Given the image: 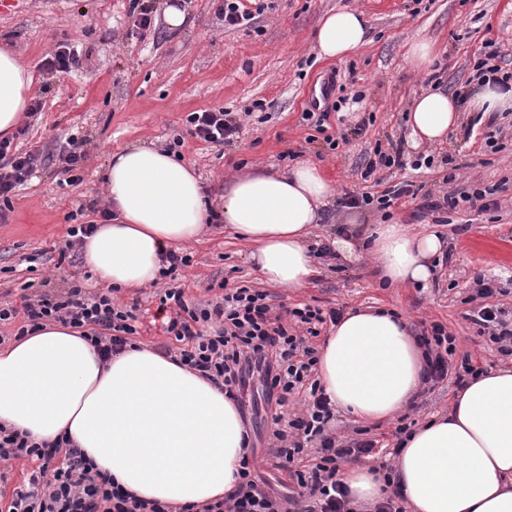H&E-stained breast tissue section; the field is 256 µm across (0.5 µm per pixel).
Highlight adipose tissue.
<instances>
[{
	"instance_id": "adipose-tissue-1",
	"label": "adipose tissue",
	"mask_w": 512,
	"mask_h": 512,
	"mask_svg": "<svg viewBox=\"0 0 512 512\" xmlns=\"http://www.w3.org/2000/svg\"><path fill=\"white\" fill-rule=\"evenodd\" d=\"M363 12L325 15L316 44L325 59L365 44ZM30 70L0 50V136L27 109ZM512 112V86L483 81L458 97L435 88L417 97L408 122L415 142H437L461 113ZM107 196L117 216L83 244L86 264L115 288L141 290L159 276L165 252L198 240L208 217L194 170L165 151L130 146L108 162ZM334 193L317 164L249 172L224 185L223 218L248 244L268 285L298 290L314 272L307 243ZM380 283L429 287L444 243L434 233L383 224L370 236ZM425 354L394 312H347L318 352V376L336 411L365 423L393 418L424 381ZM0 425L34 441L64 436L146 500L201 506L233 491L249 448L237 403L156 349L135 344L101 364L79 330L51 324L0 348ZM396 480L410 512H512V366L458 391L451 410L402 444Z\"/></svg>"
}]
</instances>
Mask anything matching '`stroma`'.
Listing matches in <instances>:
<instances>
[{
	"label": "stroma",
	"mask_w": 512,
	"mask_h": 512,
	"mask_svg": "<svg viewBox=\"0 0 512 512\" xmlns=\"http://www.w3.org/2000/svg\"><path fill=\"white\" fill-rule=\"evenodd\" d=\"M153 2L157 28L144 33L133 25L130 0H8L0 8V50L13 52L30 68V97L42 104L14 143L43 157L14 193L7 220L0 222V297L18 301L28 283L46 277L57 286L75 281L95 287L80 251L72 250L62 261L58 250L70 212L83 210L84 221L99 222V210L107 205V162L129 145H175L217 208L226 179L249 169L277 171L310 160L340 194L378 195L410 181L438 200L490 188L497 206L480 212L462 202L433 212L423 209L422 198L406 195L382 211L332 204L325 225L310 233L312 247L342 228L363 236L379 224H405L438 234L451 260L433 287L382 288L367 253L330 264L319 259L306 288L271 289L273 304L386 308L406 316L418 330L432 322L445 325L456 338L452 365H460L465 354L487 370L512 363L466 318L480 305L473 290L478 276L498 288L495 303L512 314V112L497 113L491 122L465 112L441 143L413 145L408 112L428 90L429 77L404 58L411 39L435 43L437 76L444 90L457 94L476 83L474 55L492 40L500 66L511 72L512 0H242L257 16L240 28L217 19L223 0H181L187 20L177 32L165 21L170 0ZM260 4L265 7L261 13L256 10ZM342 7L367 15L370 41L346 59L319 58L315 30L324 15ZM62 43L81 55L79 68L69 74L44 66ZM331 77L336 86L323 93ZM259 102L264 105L260 111L255 108ZM218 108L235 113L242 125L239 138L220 148L192 136L186 124L189 113ZM314 110L328 112V134L347 135L346 144L332 149L321 140L310 142L314 127L302 115ZM74 133L87 137V159L82 185L69 187L62 183L58 155ZM490 133L498 151L485 143ZM392 141L403 144L402 166L377 170L374 179L363 180L370 153ZM421 156L432 158L431 167L415 168ZM448 156L453 159L449 165L444 162ZM186 251L192 262L180 270L176 285L188 300L209 299V286L221 282L231 288L262 285L247 260V244L223 222L207 226ZM119 299L140 303L138 341L156 348L167 344L152 289ZM273 412L261 376H253L241 415L258 471L278 486L289 478L269 466Z\"/></svg>",
	"instance_id": "35a3bbf8"
}]
</instances>
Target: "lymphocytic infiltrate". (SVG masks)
<instances>
[{
    "label": "lymphocytic infiltrate",
    "mask_w": 512,
    "mask_h": 512,
    "mask_svg": "<svg viewBox=\"0 0 512 512\" xmlns=\"http://www.w3.org/2000/svg\"><path fill=\"white\" fill-rule=\"evenodd\" d=\"M187 122L194 137L216 147L232 143L240 132L236 119L221 108L190 113ZM41 163L39 152L22 151L11 140H0V220L6 217L13 191ZM494 293V287L482 284L478 295L485 303L469 319L505 354L512 350V319L492 304ZM157 296L155 315L163 319L166 335L181 342L176 353L181 365L222 385L235 399L253 372L261 373L277 406H285L289 395L305 394L304 416L289 421L279 414L272 417L278 441L275 467L288 474L287 494L270 493L253 461L246 458L240 465L241 482L232 494L199 509L184 507L182 512H353L348 491L338 479L340 465L373 456L377 443L355 439L340 445L329 435L326 426L333 407L313 379L317 359L308 343L326 322L338 321L341 310L308 304L279 310L270 304L267 292L245 286L225 289L203 302L187 301L178 288L159 290ZM137 319L135 306L117 302L112 290L93 294L74 282L59 288L44 279L38 289L23 295L21 305L0 302V324L19 321L17 337L45 322H58L82 329L84 339L106 360L130 344ZM454 341L438 322L420 336L427 355L426 383L451 377L461 385L479 373V366L467 359L452 367ZM21 458L38 467L15 488L9 487L10 475L0 468V512H171L166 504L125 492L70 440L38 443L26 433L0 426V465Z\"/></svg>",
    "instance_id": "f902f5d3"
}]
</instances>
